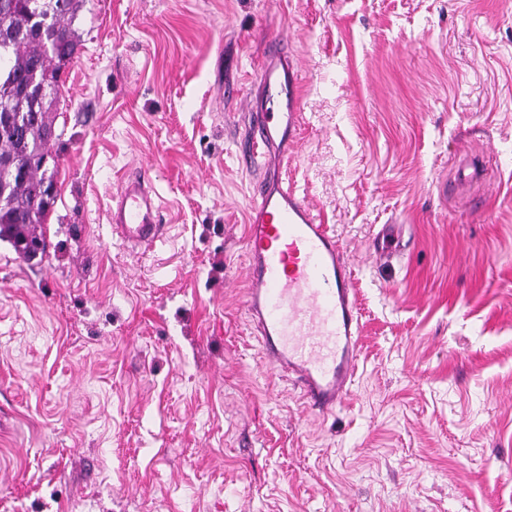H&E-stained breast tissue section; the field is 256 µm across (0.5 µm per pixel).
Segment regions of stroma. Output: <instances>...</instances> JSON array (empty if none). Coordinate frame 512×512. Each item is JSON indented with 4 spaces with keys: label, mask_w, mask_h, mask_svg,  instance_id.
Here are the masks:
<instances>
[{
    "label": "stroma",
    "mask_w": 512,
    "mask_h": 512,
    "mask_svg": "<svg viewBox=\"0 0 512 512\" xmlns=\"http://www.w3.org/2000/svg\"><path fill=\"white\" fill-rule=\"evenodd\" d=\"M74 27L46 253L0 241V512H512V0H84ZM280 39L303 123L267 177L346 251L363 327L320 418L243 305ZM143 165L165 227L134 251L106 212Z\"/></svg>",
    "instance_id": "stroma-1"
}]
</instances>
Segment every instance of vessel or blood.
I'll return each instance as SVG.
<instances>
[{
	"mask_svg": "<svg viewBox=\"0 0 512 512\" xmlns=\"http://www.w3.org/2000/svg\"><path fill=\"white\" fill-rule=\"evenodd\" d=\"M256 79L259 96L239 154L241 167L255 176L244 237L245 306L265 363L294 383L308 411L325 415L346 401L359 360L353 269L310 202L283 181L258 175L267 151L296 139L301 81L295 63L271 51ZM108 217L129 248L160 240L161 203L148 167L121 182Z\"/></svg>",
	"mask_w": 512,
	"mask_h": 512,
	"instance_id": "1",
	"label": "vessel or blood"
}]
</instances>
